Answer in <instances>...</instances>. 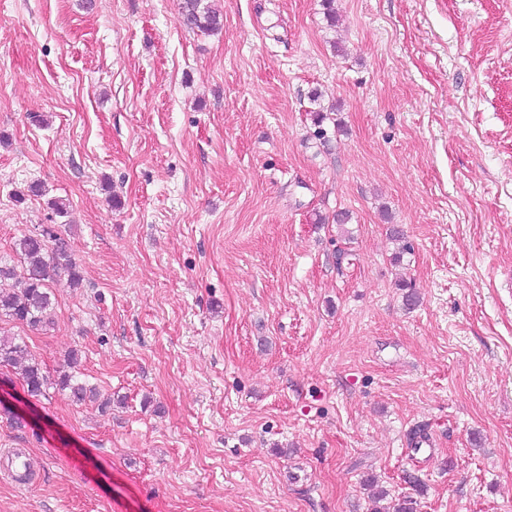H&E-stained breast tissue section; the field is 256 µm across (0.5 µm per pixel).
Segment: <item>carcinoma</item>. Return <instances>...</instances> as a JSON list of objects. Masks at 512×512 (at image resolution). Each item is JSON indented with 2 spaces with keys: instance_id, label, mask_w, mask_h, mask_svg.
Returning <instances> with one entry per match:
<instances>
[{
  "instance_id": "1",
  "label": "carcinoma",
  "mask_w": 512,
  "mask_h": 512,
  "mask_svg": "<svg viewBox=\"0 0 512 512\" xmlns=\"http://www.w3.org/2000/svg\"><path fill=\"white\" fill-rule=\"evenodd\" d=\"M222 21V15L203 4V0H180L178 22L183 28L214 33L222 29ZM15 251L23 272L19 274L15 266L0 262V281H12L11 287L0 289V318L38 328L47 323L48 312L53 308L52 284L63 277L71 287H79L82 281L79 266L69 251L68 242L49 229L23 237ZM25 354V341L0 336V367L22 366L21 377L30 395L45 396L47 390L55 386L69 391L72 402L77 405L93 397L94 389L80 378L78 350L67 353L55 379L37 362L22 364Z\"/></svg>"
}]
</instances>
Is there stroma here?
I'll return each instance as SVG.
<instances>
[{
	"mask_svg": "<svg viewBox=\"0 0 512 512\" xmlns=\"http://www.w3.org/2000/svg\"><path fill=\"white\" fill-rule=\"evenodd\" d=\"M207 2L0 0V257L83 277L0 329L98 392L0 367V512H512V0ZM180 26L191 31L214 33L222 29L220 13L203 4V0H180L178 9ZM17 261L23 268L17 274L15 266L0 259V282L12 280L11 288L0 289V319L26 324L32 328L47 323L53 308L52 284L66 277L73 288L81 285L79 266L69 251L68 242L50 229L24 236L16 244ZM80 356L77 349L70 350L64 359L62 370L58 371L56 379L42 370L38 362L22 366L21 377L27 392L32 396H46L50 388L69 390L72 402L81 405L93 397L94 389L88 387L80 378ZM0 473L11 479L19 488H24L30 482L28 477L33 475L31 458L23 448H14L6 457L0 456ZM22 475L25 477L21 478Z\"/></svg>",
	"mask_w": 512,
	"mask_h": 512,
	"instance_id": "1",
	"label": "stroma"
}]
</instances>
